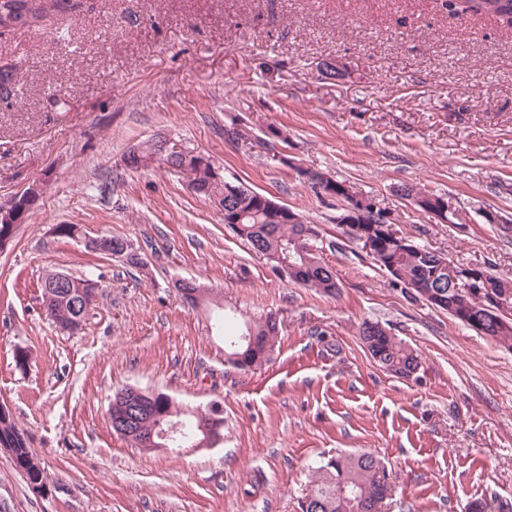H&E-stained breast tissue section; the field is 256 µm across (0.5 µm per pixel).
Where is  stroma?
<instances>
[{"instance_id": "obj_1", "label": "stroma", "mask_w": 512, "mask_h": 512, "mask_svg": "<svg viewBox=\"0 0 512 512\" xmlns=\"http://www.w3.org/2000/svg\"><path fill=\"white\" fill-rule=\"evenodd\" d=\"M0 33L20 100L0 101V205L43 190L0 251V402L46 476L38 491L0 449V512H299L314 468L370 450L394 489L382 512H512V350L407 299L350 242L334 199L297 168L329 172L395 230L449 261L512 275V27L449 17L440 0H75ZM342 65L339 80L317 65ZM64 95V108L46 95ZM238 122L251 142L225 139ZM288 135L289 164L254 141ZM163 139L317 226L336 296L275 276L224 214L130 149ZM443 195L447 223L403 187ZM78 224L120 237L148 270L58 237ZM101 285L84 330L61 332L40 283ZM212 300L193 309L174 283ZM276 316L271 360L243 371L224 339ZM366 319L415 350L416 379L383 372L357 340ZM26 363L17 366L16 353ZM157 390L182 409L223 408L211 448H138L113 433V393Z\"/></svg>"}]
</instances>
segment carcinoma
<instances>
[{
    "label": "carcinoma",
    "instance_id": "carcinoma-1",
    "mask_svg": "<svg viewBox=\"0 0 512 512\" xmlns=\"http://www.w3.org/2000/svg\"><path fill=\"white\" fill-rule=\"evenodd\" d=\"M51 3L57 9L70 0H0V30L15 27L37 26L46 17L44 4ZM447 0L445 9L454 17L471 14H491L512 23V0ZM18 68L6 71L0 69V98H18ZM311 181H327L332 186L328 196L344 203L341 198L344 181L327 177L318 169H308ZM195 193L209 199L218 209L224 211V223L252 250L266 258L271 271L279 275V259L292 258L300 266L301 279L288 277V281L333 296L339 285L333 272L322 258L323 246L319 242L316 227L303 220L288 222V218L267 209L260 201L259 192L241 182H227L223 178L212 180L207 170H202ZM379 253L388 263L385 271L394 285L401 288L406 298L415 302L431 303L425 296L428 291L445 295L447 305L438 309L476 332L489 337L501 346L512 350V312L509 314L488 311L491 303H474L466 288H454L442 277L440 269L448 264L445 254L413 244L404 247L390 237L379 239ZM82 313L74 307L73 299L64 297L56 301L50 316L56 323L64 324ZM277 334L276 320L268 317L251 325L249 336L254 342L235 340L229 356L238 355L243 359V369H256L269 359L273 341ZM357 339L378 366L395 377L405 376L419 368L414 351L402 341L381 329V324L363 321L358 329ZM155 412L169 419L185 417L169 395L159 394L154 402ZM0 436L15 439L13 451L15 466L25 475L29 484L45 487L43 469L35 462L29 451L27 438L19 431L15 422L3 425L0 421ZM390 490L389 473L381 458L369 451H362L344 457L330 459L317 468L312 476L308 492L299 503L300 512H307L305 504L321 505L320 512H377L378 505L387 499Z\"/></svg>",
    "mask_w": 512,
    "mask_h": 512
}]
</instances>
